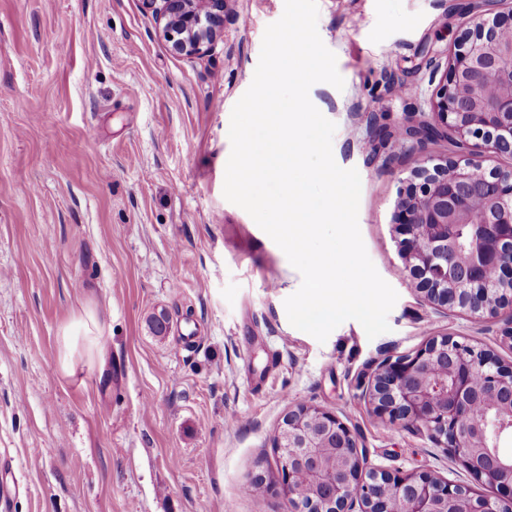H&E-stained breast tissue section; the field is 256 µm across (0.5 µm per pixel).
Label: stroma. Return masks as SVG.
Wrapping results in <instances>:
<instances>
[{"instance_id": "35a3bbf8", "label": "stroma", "mask_w": 512, "mask_h": 512, "mask_svg": "<svg viewBox=\"0 0 512 512\" xmlns=\"http://www.w3.org/2000/svg\"><path fill=\"white\" fill-rule=\"evenodd\" d=\"M472 2L317 0L345 86L309 97L360 175L361 236L398 295L390 332L348 320L321 342L286 313L300 273L223 195L231 112L284 0H229L191 56L143 0H0V512H256L244 488L276 477L273 436L298 404L335 411L369 463L474 484L364 397L382 361L436 334L512 363L507 315L435 310L396 229L411 168L456 156L402 133L427 118ZM89 308L102 351L66 352Z\"/></svg>"}]
</instances>
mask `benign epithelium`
<instances>
[{
    "mask_svg": "<svg viewBox=\"0 0 512 512\" xmlns=\"http://www.w3.org/2000/svg\"><path fill=\"white\" fill-rule=\"evenodd\" d=\"M505 0H486L438 83L428 120L405 128L417 145L450 139L463 153L483 148L512 155V12ZM164 21L163 35L177 54H198L224 28L226 0H143ZM493 217L473 223L476 204ZM398 230L404 270L437 308L494 316L512 308V171L485 169L471 159L434 163L423 158L398 196ZM496 273L489 285L488 271ZM365 396L383 421L401 424L457 457L472 487L428 472L416 475L368 467L351 429L317 405L288 408L273 437L278 480L259 473L266 504L286 500L287 512H455L460 496L469 512H512V365L491 351L446 334L413 354L383 361Z\"/></svg>",
    "mask_w": 512,
    "mask_h": 512,
    "instance_id": "benign-epithelium-1",
    "label": "benign epithelium"
}]
</instances>
